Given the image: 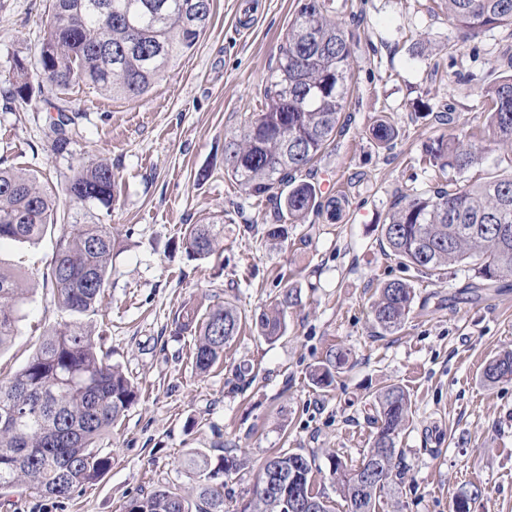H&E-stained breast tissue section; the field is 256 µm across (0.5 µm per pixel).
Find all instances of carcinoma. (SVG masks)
I'll return each instance as SVG.
<instances>
[{
	"label": "carcinoma",
	"instance_id": "1",
	"mask_svg": "<svg viewBox=\"0 0 512 512\" xmlns=\"http://www.w3.org/2000/svg\"><path fill=\"white\" fill-rule=\"evenodd\" d=\"M96 0H50L51 19L39 50L42 73L65 89L84 83L114 97L145 95L165 77L178 57L193 50L205 33L212 0H111L112 12L93 7ZM448 19L465 37L512 26V0H443ZM352 47L336 22L334 0H301L280 46L264 105L248 124L225 141L224 174L248 198L275 204L278 223L267 225L273 241H288L289 230L322 210L336 217L342 200L318 201L316 187L296 182L294 173L311 165L342 131L351 80ZM29 69L17 56L11 101L26 99ZM482 109L494 140L512 146V74L483 94ZM72 118L59 112L53 123L55 148L66 145L64 129ZM374 138L389 144L397 136L391 119H379ZM483 147L455 134L441 136L425 151L423 164L462 173L482 159ZM71 206L89 210L112 206L120 192L112 164L100 160L73 171L64 185ZM59 197L22 168L0 166V241L33 243L57 225ZM507 225L509 234L500 232ZM382 250L407 267L437 271L464 266L479 284L489 286L512 277V173L483 183L448 184L400 196L385 223L376 226ZM187 253L196 260L213 255L224 242V225L190 224L184 229ZM112 230L104 224L75 221L56 240L46 279L58 308L69 316L41 336L27 362L9 379L0 380V489L23 487L29 495L62 504L82 486L101 479L112 457L99 446L135 403L137 391L122 368L109 360L93 322L112 272ZM30 288L16 269L0 261V350L17 335ZM414 288L395 279L377 288L371 305L372 325L381 336L404 326L412 309ZM298 304L297 291L284 289L273 308L255 318L258 334L268 341L286 331L288 309ZM175 332L195 336L192 363L204 374L222 358L237 336L243 317L226 302L199 314L184 306L174 318ZM348 352L330 350L311 371L313 383L329 388L348 362ZM488 384L512 379V351L492 359L483 372ZM375 436L361 464L349 466L328 456L336 490L349 512H376L377 502L395 492L401 472L399 435L409 422L410 399L399 385H387L373 398ZM278 466L279 490L257 488L249 512H289L288 502L317 503L316 512H332L329 497L314 490L316 457L279 451L258 471ZM185 467L196 482L190 500L177 489L161 486L132 499L126 512H224V484L216 471L237 468L227 458L218 470L193 453Z\"/></svg>",
	"mask_w": 512,
	"mask_h": 512
}]
</instances>
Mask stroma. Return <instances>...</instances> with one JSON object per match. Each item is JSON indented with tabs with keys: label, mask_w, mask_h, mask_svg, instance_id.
I'll list each match as a JSON object with an SVG mask.
<instances>
[{
	"label": "stroma",
	"mask_w": 512,
	"mask_h": 512,
	"mask_svg": "<svg viewBox=\"0 0 512 512\" xmlns=\"http://www.w3.org/2000/svg\"><path fill=\"white\" fill-rule=\"evenodd\" d=\"M336 20L352 40V92L345 127L297 180L343 198L336 220L310 214L288 242L267 239L273 203L248 199L224 174V140L263 107V90L298 0H213L196 47L139 98L112 97L75 84L46 82L38 66L50 20L49 0H0V164L21 167L41 184L60 186L72 171L111 163L121 194L96 208L114 239L104 318L96 330L138 390V401L101 446L112 467L62 505L12 489L0 500L17 512H124L130 500L164 485L193 494L181 463L199 452L221 474L224 512L251 499L258 467L273 451L315 454L316 487L334 512H348L328 471V455L359 464L370 448L372 397L388 384L411 400L399 437L404 475L377 512H450L453 493L479 488L472 512H512V379L487 384V363L512 350V277L473 288L466 272H419L385 255L377 241L396 198L447 183L420 165L426 147L457 133L487 142L478 164L457 175L479 183L512 169V149L491 142L481 95L512 74V27L461 39L434 0H335ZM30 69V99L6 107L16 56ZM73 122L55 150L58 112ZM398 135H371L380 116ZM224 219L222 248L188 258L186 225ZM61 228L35 245L0 244V261L36 281L12 345L0 352V379L14 372L39 338L63 321L49 270ZM403 279L415 290L400 331L377 335L370 305L381 283ZM286 287L299 301L273 343L250 324L224 350L223 363L196 374L192 334L172 320L185 302H231L246 316L267 308ZM334 347L349 362L327 389L310 373Z\"/></svg>",
	"instance_id": "stroma-1"
}]
</instances>
